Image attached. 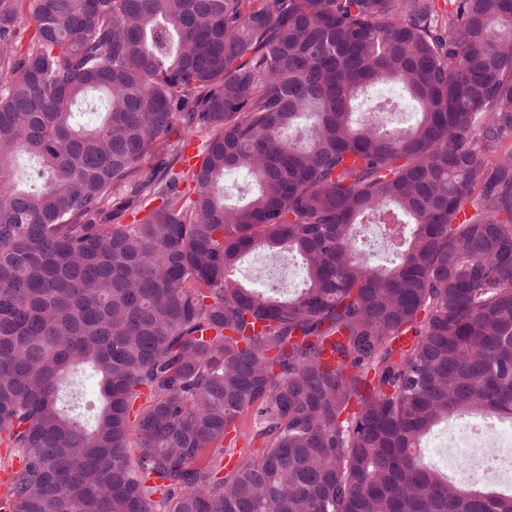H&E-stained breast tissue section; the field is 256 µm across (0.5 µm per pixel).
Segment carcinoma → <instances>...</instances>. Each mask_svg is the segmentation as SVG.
Returning a JSON list of instances; mask_svg holds the SVG:
<instances>
[{
  "instance_id": "obj_1",
  "label": "carcinoma",
  "mask_w": 512,
  "mask_h": 512,
  "mask_svg": "<svg viewBox=\"0 0 512 512\" xmlns=\"http://www.w3.org/2000/svg\"><path fill=\"white\" fill-rule=\"evenodd\" d=\"M182 129L193 198L174 158L138 178ZM509 133L512 0H0L12 512H512L416 453L441 421L512 413ZM257 249L304 287L243 285ZM251 406L259 457L224 446Z\"/></svg>"
}]
</instances>
